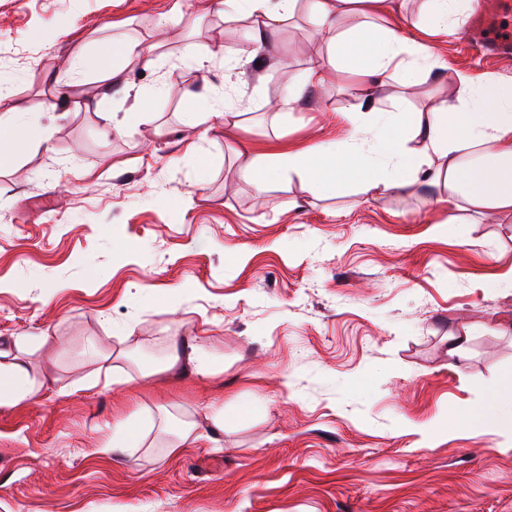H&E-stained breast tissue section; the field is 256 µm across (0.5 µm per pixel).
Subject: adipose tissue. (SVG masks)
Instances as JSON below:
<instances>
[{"label":"adipose tissue","mask_w":512,"mask_h":512,"mask_svg":"<svg viewBox=\"0 0 512 512\" xmlns=\"http://www.w3.org/2000/svg\"><path fill=\"white\" fill-rule=\"evenodd\" d=\"M396 0H224V16L246 25L252 38L236 51L238 59L253 60L260 47L256 34L284 28L297 14L308 12L319 35L305 70V81L322 84L332 67L346 63L364 78L367 94L401 69L409 74L435 67L432 49L407 37L401 24H369L358 30L342 28L355 6L393 14ZM157 44L138 38L100 42L97 56L76 54L75 71L97 62L107 86L126 88L127 63L142 60L155 66L161 59ZM460 93L420 110L381 112L361 107L348 112L353 132L342 147L321 145L291 149L252 160L257 190L277 178L297 174L319 190L337 183L358 182L361 193L445 184L449 207L471 205L512 213V83H489L458 74ZM48 145L49 136L32 131L21 120V109L0 96V165L12 162L30 143ZM35 393L25 361L0 362V408L17 406Z\"/></svg>","instance_id":"1"}]
</instances>
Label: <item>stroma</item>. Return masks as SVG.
I'll list each match as a JSON object with an SVG mask.
<instances>
[{
	"label": "stroma",
	"mask_w": 512,
	"mask_h": 512,
	"mask_svg": "<svg viewBox=\"0 0 512 512\" xmlns=\"http://www.w3.org/2000/svg\"><path fill=\"white\" fill-rule=\"evenodd\" d=\"M173 2L0 0V93L52 133L0 169V350L38 386L0 408V512H512V432L449 428L512 395V215L469 205L448 228L441 185L317 193L294 175L256 192L250 155L348 140L362 80L344 66L305 86L316 32L300 16L261 49L257 82L235 58L242 23L215 11L196 28L195 0ZM467 22L431 37V73H395L372 106L424 108L459 72L512 80V61L466 44ZM123 35L190 38L209 62L130 61L138 102L72 74L74 54ZM290 87L299 101L275 116ZM190 92L230 99L250 155L214 117L187 153ZM176 338L201 346L208 379L151 375ZM101 351L126 382L89 387ZM145 416L143 447L100 453L114 423ZM189 418L200 441L171 451Z\"/></svg>",
	"instance_id": "35a3bbf8"
}]
</instances>
